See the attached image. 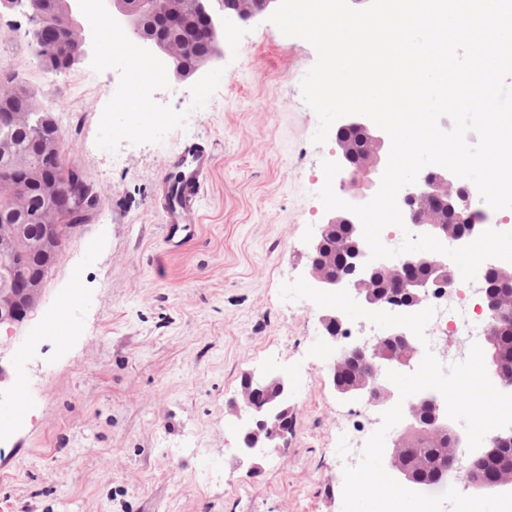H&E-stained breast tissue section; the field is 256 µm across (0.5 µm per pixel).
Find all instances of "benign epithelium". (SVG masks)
<instances>
[{"mask_svg":"<svg viewBox=\"0 0 512 512\" xmlns=\"http://www.w3.org/2000/svg\"><path fill=\"white\" fill-rule=\"evenodd\" d=\"M279 0H261L256 9L241 8L235 16L249 20L277 8ZM197 12L202 16L207 28L218 34L224 29V3L217 0H196ZM29 25V32L38 36L46 27L45 14L36 7L24 12ZM113 19L120 21L133 34L139 36L147 52L154 50L151 37L144 34V20L138 13L121 12ZM189 53L184 48H172L165 51L163 58L179 79L189 78L210 63L221 58L220 48H215L207 60L194 66L188 60ZM29 113L10 112L0 116V145L7 142L4 129H13L28 123ZM351 131L361 133L366 145L360 156L356 157L349 146L342 141L344 134ZM336 144L335 162L341 166L337 175L339 189L344 193L343 200L362 205L374 196L380 187L381 177L387 165L390 138L369 118L362 115H349L341 118L334 132ZM40 147L45 158L52 164L61 155L62 144L57 138L41 141ZM40 191L48 203L45 214L36 218L44 232L36 243V249L43 262L53 267L61 259L63 241L60 238V225L64 223L61 203L72 207L80 205L94 214L97 208L88 205L85 195H70L64 186L53 177L40 181ZM475 192V186L469 181L455 176L452 172L438 165H429L421 170L417 182L401 189L403 206L401 212L404 223L416 224L419 232L436 237L442 244L448 243L462 247L468 241L481 234V227L470 214L469 197ZM453 212L461 222L466 224L465 233L448 237L443 225L437 219L438 209ZM344 224L350 230L349 251L345 255L343 273L334 275L327 269L328 240L336 225ZM370 249L362 235L360 220L352 212L343 209L329 211L324 223L318 225L308 248L306 281L314 288L323 291L345 289L351 297L369 311H386L416 313L424 301L445 290L449 286L448 257L436 253L428 259L430 270L427 275L415 277L410 271L422 262L423 254L413 252L406 255L404 262L393 265L385 259L369 260ZM384 275L392 281L401 293L400 300L379 299L374 293L377 276ZM43 280L38 276H20L12 283L0 286V324H16L24 320L37 304L42 292ZM481 311L485 315L484 341L490 349H495L496 328L494 324L508 319L512 312V296L485 290L482 294ZM323 335L334 343L339 339L336 329L348 324L345 314L338 309H329L319 318ZM362 357L366 363V373L353 381H347L343 375L351 356ZM419 351L412 341V336L400 326L395 327L385 336L365 338L355 337L338 345V354L329 366L327 379L335 394L355 401L371 399L377 407L386 411L399 400L392 382H382L380 377L390 370L397 371L411 368L418 361ZM488 370L492 382L505 390H512V373L503 369L497 353H492ZM291 380L288 374L255 375L245 377L237 398L230 407V412L241 421L240 446L238 452L244 457H255L271 447H278L288 442V433L292 429L289 415L293 414L291 399ZM430 410L428 421H422L421 410ZM406 430H424L429 434L450 431L462 448L467 442L465 434L457 429L448 419L445 400L434 391L424 390L405 402ZM512 428L499 430L494 441L482 448L476 455L469 457L454 452L449 457V464L457 471L471 474L485 456L496 451V442L511 441ZM403 453L398 439L385 446L384 461L395 479L408 489L416 488V481L410 469L401 464ZM512 484V474L503 473L493 479L477 481L470 484L475 490L500 489Z\"/></svg>","mask_w":512,"mask_h":512,"instance_id":"1","label":"benign epithelium"}]
</instances>
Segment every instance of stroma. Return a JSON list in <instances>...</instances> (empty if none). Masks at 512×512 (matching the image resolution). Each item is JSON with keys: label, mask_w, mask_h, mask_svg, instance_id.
<instances>
[{"label": "stroma", "mask_w": 512, "mask_h": 512, "mask_svg": "<svg viewBox=\"0 0 512 512\" xmlns=\"http://www.w3.org/2000/svg\"><path fill=\"white\" fill-rule=\"evenodd\" d=\"M88 57L49 83L19 11H0V73L34 89L61 128L68 166L101 196L23 322L0 327V512H342L336 431L360 450L376 426L326 375L322 310L283 301L326 211L317 197L335 143L312 141L301 80L307 41L267 17L224 28L222 57L143 90L131 61L79 16ZM208 142L216 166L182 248L151 200L170 154ZM122 163H113V155ZM288 370L287 447L238 465L228 413L245 373ZM177 449L163 456L160 446Z\"/></svg>", "instance_id": "obj_1"}]
</instances>
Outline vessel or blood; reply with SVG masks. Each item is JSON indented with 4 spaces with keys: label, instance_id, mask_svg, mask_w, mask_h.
<instances>
[{
    "label": "vessel or blood",
    "instance_id": "b4317fda",
    "mask_svg": "<svg viewBox=\"0 0 512 512\" xmlns=\"http://www.w3.org/2000/svg\"><path fill=\"white\" fill-rule=\"evenodd\" d=\"M216 158L209 144L198 140L179 146L169 157V177L163 178L160 211L166 244H181L190 238L184 215L194 209L201 197L207 175Z\"/></svg>",
    "mask_w": 512,
    "mask_h": 512
}]
</instances>
